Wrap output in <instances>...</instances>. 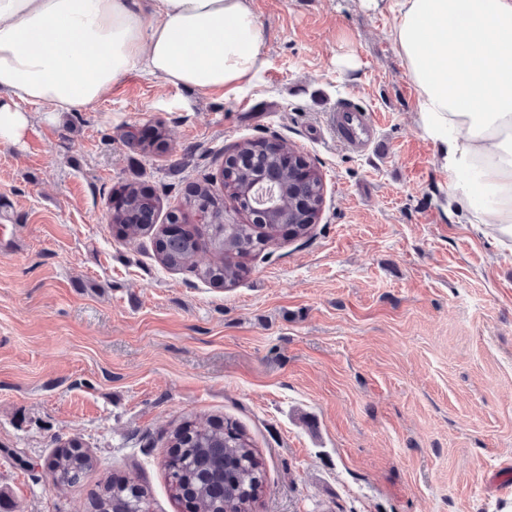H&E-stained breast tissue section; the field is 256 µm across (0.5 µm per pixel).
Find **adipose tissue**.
Segmentation results:
<instances>
[{
	"label": "adipose tissue",
	"mask_w": 512,
	"mask_h": 512,
	"mask_svg": "<svg viewBox=\"0 0 512 512\" xmlns=\"http://www.w3.org/2000/svg\"><path fill=\"white\" fill-rule=\"evenodd\" d=\"M363 2L396 17L391 38L449 207L512 241V0ZM266 64L250 0H0V143L23 137L25 105L88 111L136 70L236 92Z\"/></svg>",
	"instance_id": "ef3b65f1"
}]
</instances>
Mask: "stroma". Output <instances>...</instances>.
<instances>
[{
	"mask_svg": "<svg viewBox=\"0 0 512 512\" xmlns=\"http://www.w3.org/2000/svg\"><path fill=\"white\" fill-rule=\"evenodd\" d=\"M267 65L235 93L135 71L89 112L27 105L0 147V512H90L99 482L168 487V433L230 421L264 464L253 512H512V247L448 213V175L419 127L391 11L361 0H253ZM353 100L379 150L347 151L323 118ZM163 124L168 152L131 138ZM282 141L321 175L310 238L280 239L217 288L165 268L154 240L108 222L122 185L163 211L219 180L224 154ZM96 459L54 487L59 441Z\"/></svg>",
	"mask_w": 512,
	"mask_h": 512,
	"instance_id": "1",
	"label": "stroma"
}]
</instances>
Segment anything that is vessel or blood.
<instances>
[{"mask_svg":"<svg viewBox=\"0 0 512 512\" xmlns=\"http://www.w3.org/2000/svg\"><path fill=\"white\" fill-rule=\"evenodd\" d=\"M325 121L337 140L353 153L368 152L379 139L374 113L353 101L338 102L326 112Z\"/></svg>","mask_w":512,"mask_h":512,"instance_id":"1","label":"vessel or blood"}]
</instances>
